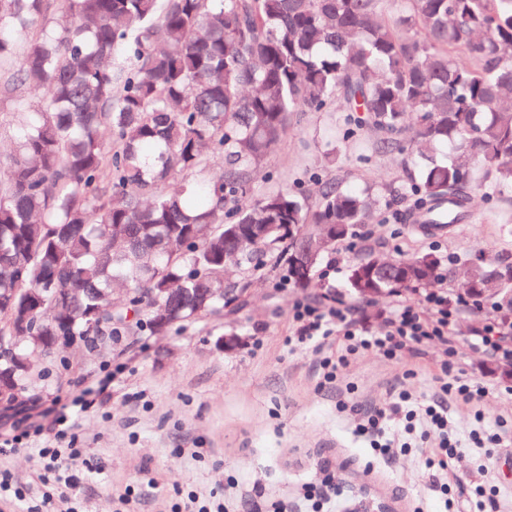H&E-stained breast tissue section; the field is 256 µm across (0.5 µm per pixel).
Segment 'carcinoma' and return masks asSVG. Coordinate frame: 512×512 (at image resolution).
<instances>
[{"label":"carcinoma","instance_id":"1","mask_svg":"<svg viewBox=\"0 0 512 512\" xmlns=\"http://www.w3.org/2000/svg\"><path fill=\"white\" fill-rule=\"evenodd\" d=\"M0 0L4 91L42 90L16 149L0 159V389L10 396L59 343L107 329L166 332L242 305L224 294V235L237 224H290L238 253L251 273L286 271L306 243L326 250L392 202L316 179L277 183L248 208L256 175L297 112L342 98L376 149L416 150L402 195L442 230L468 216L472 193L512 188V0ZM222 161L217 177L192 173ZM181 181L172 192L158 185ZM337 225L327 244L319 238ZM429 253L387 270L353 263L360 298L435 280ZM466 300L512 309V263L471 265ZM69 299L57 310L33 298Z\"/></svg>","mask_w":512,"mask_h":512}]
</instances>
